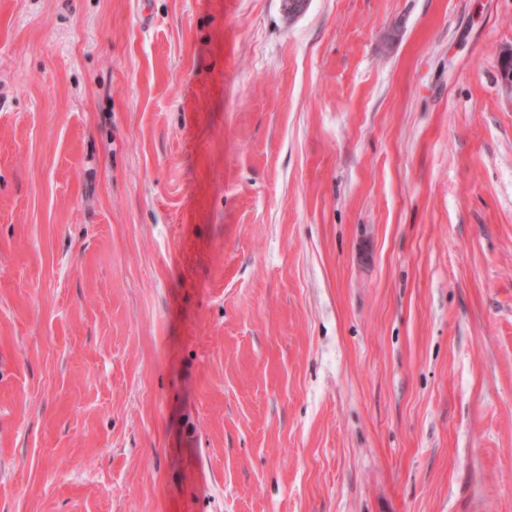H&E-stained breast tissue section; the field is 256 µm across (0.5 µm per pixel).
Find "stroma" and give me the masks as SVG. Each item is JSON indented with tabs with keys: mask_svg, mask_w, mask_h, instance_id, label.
<instances>
[{
	"mask_svg": "<svg viewBox=\"0 0 512 512\" xmlns=\"http://www.w3.org/2000/svg\"><path fill=\"white\" fill-rule=\"evenodd\" d=\"M512 0H0V512H512Z\"/></svg>",
	"mask_w": 512,
	"mask_h": 512,
	"instance_id": "obj_1",
	"label": "stroma"
}]
</instances>
